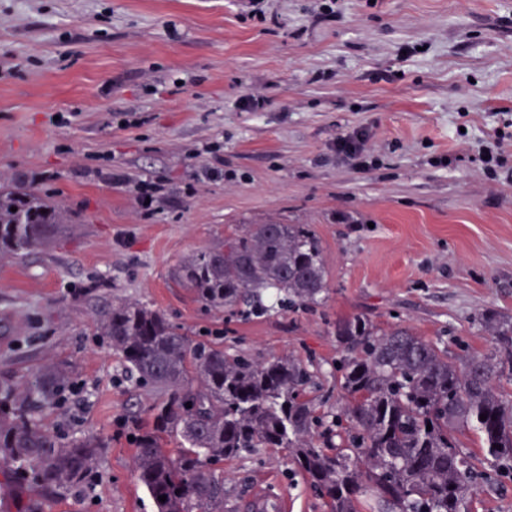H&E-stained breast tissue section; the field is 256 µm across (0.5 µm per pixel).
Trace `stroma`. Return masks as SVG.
<instances>
[{
    "mask_svg": "<svg viewBox=\"0 0 512 512\" xmlns=\"http://www.w3.org/2000/svg\"><path fill=\"white\" fill-rule=\"evenodd\" d=\"M0 0V188L41 195L68 229L0 259V381L55 364L42 424L103 444L85 488L0 476V512H153L134 473L140 386L100 330L112 305L163 313L257 361L311 360L335 404L333 323L364 314L484 352L512 317V182L479 150L512 119V0ZM415 55H406L409 47ZM263 97L257 109L249 96ZM365 136L366 167L336 150ZM159 188L142 207L136 185ZM308 224L330 290L248 319L195 301L184 258L248 224ZM224 512H327L286 449L225 463Z\"/></svg>",
    "mask_w": 512,
    "mask_h": 512,
    "instance_id": "35a3bbf8",
    "label": "stroma"
}]
</instances>
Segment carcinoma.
I'll return each mask as SVG.
<instances>
[{"label": "carcinoma", "instance_id": "cac0c4a2", "mask_svg": "<svg viewBox=\"0 0 512 512\" xmlns=\"http://www.w3.org/2000/svg\"><path fill=\"white\" fill-rule=\"evenodd\" d=\"M63 221L38 197L0 191V255L48 247ZM174 275L197 301L243 316L313 310L328 293L314 231L273 220L225 234ZM478 324L493 346L452 359L407 327L383 330L362 314L336 320L334 370L347 402L327 412L309 396L321 373L313 363L230 355L137 303L112 307L103 332L136 380L160 392L133 435L134 470L155 512H224V463L261 448L287 449L328 512H472L477 478L491 470L512 480V397L501 391L512 383V318ZM65 381L49 364L0 382L1 474L50 488L90 477L99 441L62 443L36 416L64 399ZM468 431L483 458L464 448ZM168 438L179 441L174 453Z\"/></svg>", "mask_w": 512, "mask_h": 512}]
</instances>
